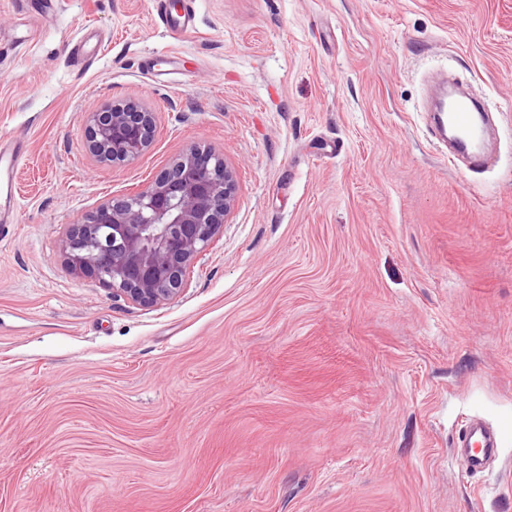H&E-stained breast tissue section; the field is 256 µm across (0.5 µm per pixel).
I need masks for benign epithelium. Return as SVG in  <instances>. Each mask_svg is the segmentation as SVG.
<instances>
[{
    "instance_id": "1",
    "label": "benign epithelium",
    "mask_w": 512,
    "mask_h": 512,
    "mask_svg": "<svg viewBox=\"0 0 512 512\" xmlns=\"http://www.w3.org/2000/svg\"><path fill=\"white\" fill-rule=\"evenodd\" d=\"M154 135V114L135 102L87 118L88 150L100 163L135 160ZM236 195L235 173L224 159L191 146L145 190L102 203L71 225L63 244L69 271L135 305L167 303L221 231Z\"/></svg>"
}]
</instances>
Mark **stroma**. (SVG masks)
<instances>
[{
    "label": "stroma",
    "mask_w": 512,
    "mask_h": 512,
    "mask_svg": "<svg viewBox=\"0 0 512 512\" xmlns=\"http://www.w3.org/2000/svg\"><path fill=\"white\" fill-rule=\"evenodd\" d=\"M192 2L177 34L0 0V512H512V0ZM439 69L500 115L488 168L426 132ZM128 101L154 140L98 163L85 117ZM192 145L238 195L182 294L71 274L70 225ZM500 443L496 431L480 418L470 419L459 433L456 446L469 470L480 472L493 463L498 456Z\"/></svg>",
    "instance_id": "35a3bbf8"
}]
</instances>
